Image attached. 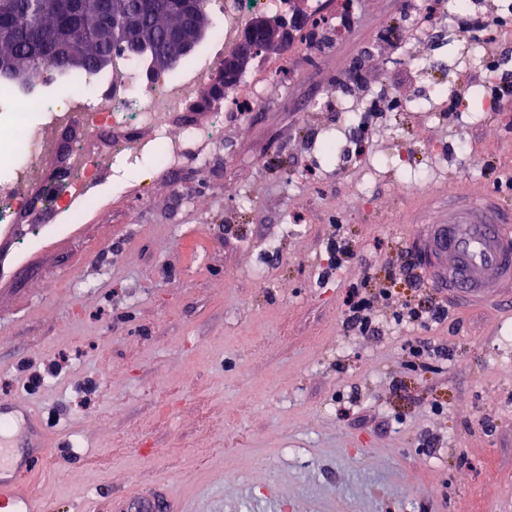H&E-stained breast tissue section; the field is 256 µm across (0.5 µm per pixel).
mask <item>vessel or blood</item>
Segmentation results:
<instances>
[{"mask_svg":"<svg viewBox=\"0 0 512 512\" xmlns=\"http://www.w3.org/2000/svg\"><path fill=\"white\" fill-rule=\"evenodd\" d=\"M429 287L464 307L512 293V213L494 195L449 194L436 222L422 221L412 237ZM58 438L45 433L35 408L0 400V512H47L33 479L56 455ZM77 512H176L154 493L112 504L91 497Z\"/></svg>","mask_w":512,"mask_h":512,"instance_id":"vessel-or-blood-1","label":"vessel or blood"}]
</instances>
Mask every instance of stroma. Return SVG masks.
Masks as SVG:
<instances>
[{"mask_svg": "<svg viewBox=\"0 0 512 512\" xmlns=\"http://www.w3.org/2000/svg\"><path fill=\"white\" fill-rule=\"evenodd\" d=\"M355 2L338 39L310 24L334 0H288L308 22L244 74L251 112L169 170L146 157L104 179L83 223L36 216V242L23 225L0 251V398L77 451L35 480L52 512L153 482L181 512H512V315L449 306L422 332L441 352L424 372L392 324L418 294L385 278L434 193L512 207L507 0L472 32L449 0L417 24L420 0ZM335 231L354 253L337 270ZM367 273L392 297L361 336L341 307Z\"/></svg>", "mask_w": 512, "mask_h": 512, "instance_id": "1", "label": "stroma"}]
</instances>
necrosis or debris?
<instances>
[{
    "label": "necrosis or debris",
    "mask_w": 512,
    "mask_h": 512,
    "mask_svg": "<svg viewBox=\"0 0 512 512\" xmlns=\"http://www.w3.org/2000/svg\"><path fill=\"white\" fill-rule=\"evenodd\" d=\"M221 20L211 50L194 57L172 76L147 78L128 60L116 62L118 76L107 81L90 73L53 104L42 105L33 95L15 92L10 110L0 117V149L14 150L13 174L0 179V236L10 237L18 214L52 209L77 219L88 206L98 176L116 166L118 159L133 162L142 154L154 155L157 169L172 161L204 137V130L187 123L179 136H171L170 122L188 111L199 90L224 64L251 17L257 13L284 14L286 0H212ZM79 124L80 136L66 158L71 172L61 199L43 195L50 161L58 154L62 131ZM148 128L153 140L144 142L134 131Z\"/></svg>",
    "instance_id": "obj_1"
}]
</instances>
